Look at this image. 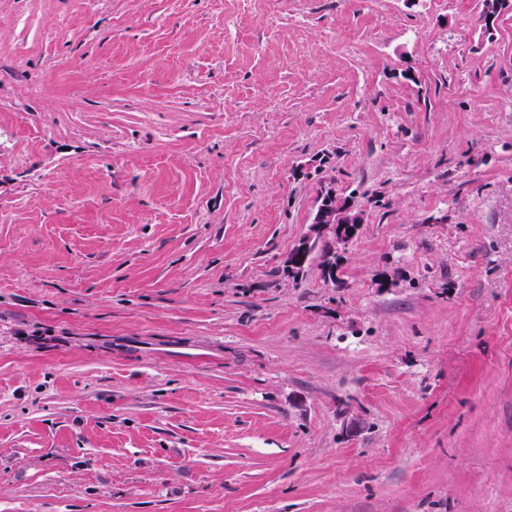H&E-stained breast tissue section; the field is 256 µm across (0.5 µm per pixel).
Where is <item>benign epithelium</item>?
Instances as JSON below:
<instances>
[{
    "instance_id": "1",
    "label": "benign epithelium",
    "mask_w": 512,
    "mask_h": 512,
    "mask_svg": "<svg viewBox=\"0 0 512 512\" xmlns=\"http://www.w3.org/2000/svg\"><path fill=\"white\" fill-rule=\"evenodd\" d=\"M362 224L363 211L355 206L352 198L339 194L333 187L325 188L317 200L307 233L288 255V271L301 272L318 242L326 235L335 242L331 254L346 248L356 237Z\"/></svg>"
}]
</instances>
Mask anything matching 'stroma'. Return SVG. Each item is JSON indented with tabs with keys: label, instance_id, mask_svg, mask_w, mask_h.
Masks as SVG:
<instances>
[{
	"label": "stroma",
	"instance_id": "1",
	"mask_svg": "<svg viewBox=\"0 0 512 512\" xmlns=\"http://www.w3.org/2000/svg\"><path fill=\"white\" fill-rule=\"evenodd\" d=\"M0 512H512V6L0 0ZM362 224L363 211L355 206L352 198L339 194L333 187L324 188L317 200L307 233L288 255V271L301 272L318 242L326 235L331 236L336 245L333 246L331 256L337 250L345 249L356 237Z\"/></svg>",
	"mask_w": 512,
	"mask_h": 512
}]
</instances>
